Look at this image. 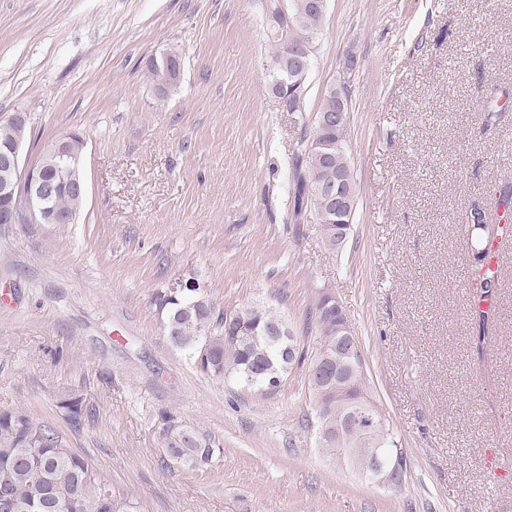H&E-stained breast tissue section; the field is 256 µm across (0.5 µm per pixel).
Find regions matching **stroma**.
<instances>
[{
  "mask_svg": "<svg viewBox=\"0 0 512 512\" xmlns=\"http://www.w3.org/2000/svg\"><path fill=\"white\" fill-rule=\"evenodd\" d=\"M263 0H0V114L31 116L26 164L86 137L72 224H0V411L52 428L141 512H512V243L485 351L469 316L466 216L512 177V0H328L301 111L269 88ZM177 53L159 94L151 59ZM353 55L345 149L358 188L346 247L294 223L292 162ZM509 119L474 133L483 96ZM215 306L275 307L306 355L318 292L344 306L368 392L407 460L392 489L335 460L308 421L305 369L271 393L197 369L155 298L179 280ZM89 409L73 424L60 401ZM179 413L218 448L181 465L154 433Z\"/></svg>",
  "mask_w": 512,
  "mask_h": 512,
  "instance_id": "1",
  "label": "stroma"
}]
</instances>
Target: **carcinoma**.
<instances>
[{
	"instance_id": "1",
	"label": "carcinoma",
	"mask_w": 512,
	"mask_h": 512,
	"mask_svg": "<svg viewBox=\"0 0 512 512\" xmlns=\"http://www.w3.org/2000/svg\"><path fill=\"white\" fill-rule=\"evenodd\" d=\"M288 3L293 15L286 30L288 43L312 54L313 39L322 26L324 15L310 11L307 0H288ZM304 82L306 79L299 78V73H291L288 85L281 89L291 112L302 109ZM504 112L505 107H496L494 100H488L484 126L499 124ZM346 135L345 130L327 129L323 131V137L335 144L329 155L319 158L308 148L294 158V217H301L304 207L309 204L318 211L331 204L329 195L314 192L315 186L324 184L334 192L336 177L341 173L351 174L345 151ZM496 198L503 214L511 216V179L500 181ZM52 205L61 214L74 216L80 211L75 198L62 185L57 187ZM468 217L473 219L478 231L471 245L479 262L487 257L485 246L494 241L495 236L488 232L485 211L473 207ZM499 285L500 276L484 267L480 275L483 294L479 303L471 307L478 330L477 341L488 335V328L496 318L494 298ZM320 307L321 299L317 297L307 310L306 330L315 331L326 341L331 338L336 313H323ZM247 310L253 326L263 329L270 325L285 331L280 340L292 344L287 356L274 354L271 346L253 344L246 336L224 335V320L228 313L218 310L205 292L191 297L170 289L159 298L165 335L175 348L187 354L202 373L214 379L231 377L249 386L252 376L261 369L282 377L294 365L305 364L312 395L324 398L325 419L316 425H335L336 417L343 414L348 401L344 386L350 383L367 391L363 361L344 364L339 379L333 374L331 380H324L314 374V369L320 363L336 365V347L322 349L308 359L278 311L269 306L240 308L242 313ZM60 407L76 424L85 410L79 397L63 399ZM156 433L167 454L191 468L209 464L216 452L211 437L186 425L167 410L158 414ZM370 450L366 469H371L379 461L387 463L393 459L398 460L401 468H406L405 454L397 447L391 433L370 445ZM135 509L128 495L115 492L83 457L64 447L53 430L34 423L23 411H0V512H135Z\"/></svg>"
}]
</instances>
